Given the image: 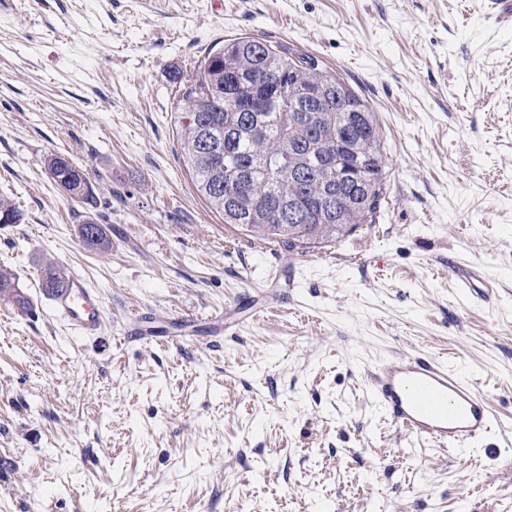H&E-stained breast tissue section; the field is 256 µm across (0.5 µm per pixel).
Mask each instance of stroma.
Masks as SVG:
<instances>
[{"label": "stroma", "instance_id": "1", "mask_svg": "<svg viewBox=\"0 0 512 512\" xmlns=\"http://www.w3.org/2000/svg\"><path fill=\"white\" fill-rule=\"evenodd\" d=\"M243 36L369 105L373 223L289 251L198 193L173 74ZM0 199L25 215L0 268L30 303L0 302V512H512V21L484 0H0ZM89 217L107 250L81 241ZM49 260L101 293L100 333L55 316ZM149 310L224 333L120 342ZM396 354L459 369L491 432L454 453L391 423L369 372ZM47 160L49 174L57 182L68 186L71 191H75L70 199L81 203L93 202V190L86 177L80 180L76 175L75 169H81L72 159L65 155H51ZM82 170V169H81Z\"/></svg>", "mask_w": 512, "mask_h": 512}]
</instances>
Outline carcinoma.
<instances>
[{
	"mask_svg": "<svg viewBox=\"0 0 512 512\" xmlns=\"http://www.w3.org/2000/svg\"><path fill=\"white\" fill-rule=\"evenodd\" d=\"M282 81L293 93L269 98L259 112L238 110L259 85ZM175 110L197 190L226 224L293 251L351 233L373 221L385 201V158L369 106L335 75L263 39L240 37L210 49ZM47 168L74 200L92 201L72 159L54 155ZM79 236L90 248L108 247L91 217ZM67 282L62 266L43 265L45 294ZM0 300L29 306L16 277L2 269Z\"/></svg>",
	"mask_w": 512,
	"mask_h": 512,
	"instance_id": "carcinoma-1",
	"label": "carcinoma"
}]
</instances>
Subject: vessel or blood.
I'll use <instances>...</instances> for the list:
<instances>
[{"mask_svg": "<svg viewBox=\"0 0 512 512\" xmlns=\"http://www.w3.org/2000/svg\"><path fill=\"white\" fill-rule=\"evenodd\" d=\"M53 310L74 333H99L105 317L102 297L81 277L52 297ZM224 333L223 315L199 319L184 312L138 313L123 326V340L146 343L157 336L195 340ZM373 393L400 429L443 450L456 451L482 438L493 424L488 403L447 363L423 355H402L376 365Z\"/></svg>", "mask_w": 512, "mask_h": 512, "instance_id": "obj_1", "label": "vessel or blood"}]
</instances>
